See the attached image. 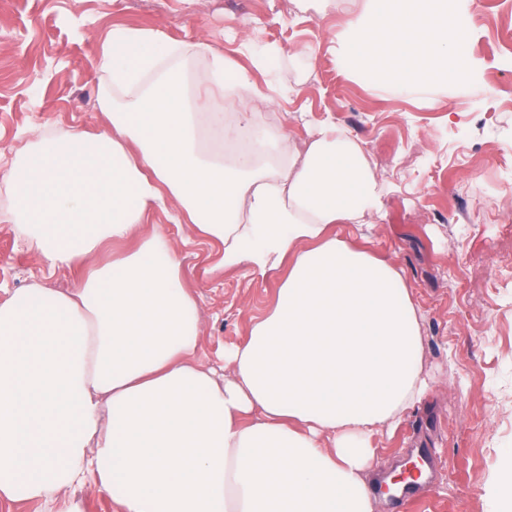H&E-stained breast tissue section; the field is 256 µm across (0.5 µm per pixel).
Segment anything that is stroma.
<instances>
[{
    "label": "stroma",
    "instance_id": "1",
    "mask_svg": "<svg viewBox=\"0 0 512 512\" xmlns=\"http://www.w3.org/2000/svg\"><path fill=\"white\" fill-rule=\"evenodd\" d=\"M10 0L0 11V177L45 131H96L103 44L114 26L206 41L248 64L251 45H274L288 97L268 125L303 133L334 124L361 142L387 191L383 218H365L362 244L403 267L422 312L421 370L428 389L394 434H377L367 473L373 512H501L512 469V0H448L478 11L467 45L469 82L437 94H387L354 71L349 22L369 0ZM183 260L199 305L201 363L231 373L224 353L271 309L278 274L226 271L218 246L192 225L156 213ZM69 287L12 225L0 222V300L30 282ZM432 448L438 472L403 499L377 487L415 449Z\"/></svg>",
    "mask_w": 512,
    "mask_h": 512
}]
</instances>
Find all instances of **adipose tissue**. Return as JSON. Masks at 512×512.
<instances>
[{"label":"adipose tissue","mask_w":512,"mask_h":512,"mask_svg":"<svg viewBox=\"0 0 512 512\" xmlns=\"http://www.w3.org/2000/svg\"><path fill=\"white\" fill-rule=\"evenodd\" d=\"M474 28L448 0H372L352 24L351 62L404 91L461 82ZM278 53L244 66L202 41L113 27L107 130L39 136L14 161L0 220L76 279L0 302L1 502L84 512L73 490L91 485L114 512H373L371 438L427 388L422 315L403 269L342 233L382 211L356 139L332 125L300 141L279 129L225 153L283 95ZM195 59L216 96L190 83ZM170 201L174 223L222 247L224 269L284 273L270 313L226 353L231 378L199 361L182 259L147 228Z\"/></svg>","instance_id":"1"}]
</instances>
